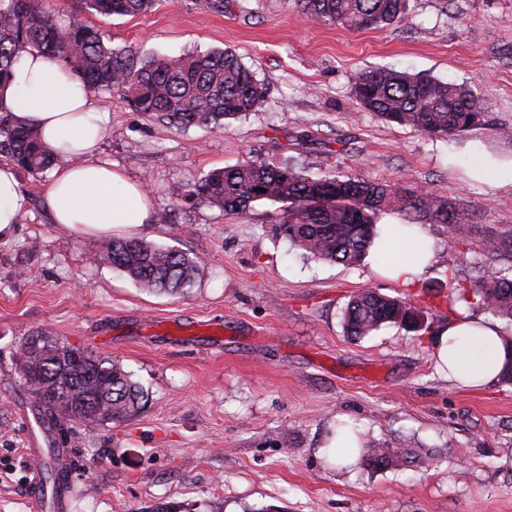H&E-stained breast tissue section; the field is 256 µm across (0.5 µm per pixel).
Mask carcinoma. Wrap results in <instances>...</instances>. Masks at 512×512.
Returning a JSON list of instances; mask_svg holds the SVG:
<instances>
[{"label": "carcinoma", "instance_id": "1", "mask_svg": "<svg viewBox=\"0 0 512 512\" xmlns=\"http://www.w3.org/2000/svg\"><path fill=\"white\" fill-rule=\"evenodd\" d=\"M309 20L334 23L351 31L383 29L402 21L408 0H298ZM89 15L135 17L153 0H77ZM35 50L50 62L79 74L94 93L120 95L135 111L179 128L235 119L262 104L264 84L232 52L212 50L140 59L128 49L107 44L96 26L74 15L66 24L46 0H0V84L7 81L22 53ZM353 94L365 112L446 139L488 122L482 100L462 84L393 68L363 71ZM0 155L32 175L59 163L39 129L16 122L0 109ZM324 188L323 205L300 209L294 200ZM171 204L183 201L216 207L230 218L247 214L254 203L278 205L280 233L319 261L361 262L377 235L380 215L389 211L407 224H446L459 232L463 212L428 190L400 188L360 174L313 178L259 157L213 170L194 184H177ZM103 260L151 291L184 295L194 287L201 260L162 249L141 239L117 238ZM456 301L478 306L512 322V277L455 286ZM348 335L364 338L388 324L419 332L409 303L366 289L349 300L344 312ZM23 384L38 381L34 404L49 429L64 433L71 424L123 421L137 413L148 392L116 360L75 347L44 332L21 345ZM361 463L385 468L394 457L385 448L361 449Z\"/></svg>", "mask_w": 512, "mask_h": 512}]
</instances>
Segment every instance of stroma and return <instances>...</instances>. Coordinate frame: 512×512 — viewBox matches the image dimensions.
<instances>
[{
    "mask_svg": "<svg viewBox=\"0 0 512 512\" xmlns=\"http://www.w3.org/2000/svg\"><path fill=\"white\" fill-rule=\"evenodd\" d=\"M115 48L152 54L228 49L266 88L263 103L224 129L186 130L98 93L101 159L142 182L169 220L141 238L205 262L182 296L139 288L97 258L108 235L51 224L49 175L22 174L29 205L0 242V512H30V439L66 447L67 512H512V386L461 389L434 367L436 331L457 315L455 284L512 272V253L487 257L490 236L512 239V189L477 183L470 143L512 159V0H409L397 25L350 31L306 21L296 0H156L136 17L94 16ZM378 67L466 83L488 125L443 140L361 111L355 76ZM321 177L360 172L424 188L463 211L453 243L432 224L435 258L410 288L372 260L344 266L307 257L276 229V206L247 216L184 202L167 190L253 157ZM457 248L456 266L448 251ZM373 288L424 312L422 331L387 326L346 336L343 311ZM121 362L150 393L123 422L49 434L18 374L36 332ZM344 416L397 465H327L316 454Z\"/></svg>",
    "mask_w": 512,
    "mask_h": 512,
    "instance_id": "35a3bbf8",
    "label": "stroma"
}]
</instances>
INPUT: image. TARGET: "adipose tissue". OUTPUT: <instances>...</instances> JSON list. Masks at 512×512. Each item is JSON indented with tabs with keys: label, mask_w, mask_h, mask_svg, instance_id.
<instances>
[{
	"label": "adipose tissue",
	"mask_w": 512,
	"mask_h": 512,
	"mask_svg": "<svg viewBox=\"0 0 512 512\" xmlns=\"http://www.w3.org/2000/svg\"><path fill=\"white\" fill-rule=\"evenodd\" d=\"M0 106L19 122L39 128L47 148L60 156L43 191L45 208L60 229L129 235L155 223V207L143 184L98 160L103 118L78 74L48 63L38 52L24 53L11 80L0 85ZM69 148L80 163H71L65 154ZM27 206L16 167L0 161V239L11 236ZM372 250L377 273L408 288L429 267L435 243L423 225L391 222L383 225ZM433 355L438 370L459 386L478 388L500 377L512 357V337L463 307L437 331Z\"/></svg>",
	"instance_id": "ef3b65f1"
}]
</instances>
